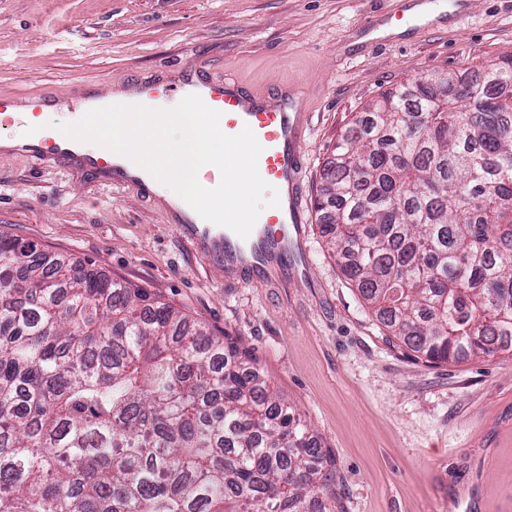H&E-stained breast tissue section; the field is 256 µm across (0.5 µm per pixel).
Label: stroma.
<instances>
[{
    "mask_svg": "<svg viewBox=\"0 0 512 512\" xmlns=\"http://www.w3.org/2000/svg\"><path fill=\"white\" fill-rule=\"evenodd\" d=\"M402 0H0V93H107L193 50L211 77L299 88L307 281L256 283L197 257L164 207L76 165L0 152V235L143 288L217 337L335 462L343 512H512V352L429 364L389 341L319 232L338 139L382 93L512 56V0L377 35Z\"/></svg>",
    "mask_w": 512,
    "mask_h": 512,
    "instance_id": "1",
    "label": "stroma"
}]
</instances>
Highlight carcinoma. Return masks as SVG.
I'll return each instance as SVG.
<instances>
[{
    "mask_svg": "<svg viewBox=\"0 0 512 512\" xmlns=\"http://www.w3.org/2000/svg\"><path fill=\"white\" fill-rule=\"evenodd\" d=\"M512 58L417 78L335 145L344 276L430 363L512 349ZM317 437L242 340L0 236V512H336Z\"/></svg>",
    "mask_w": 512,
    "mask_h": 512,
    "instance_id": "obj_1",
    "label": "carcinoma"
}]
</instances>
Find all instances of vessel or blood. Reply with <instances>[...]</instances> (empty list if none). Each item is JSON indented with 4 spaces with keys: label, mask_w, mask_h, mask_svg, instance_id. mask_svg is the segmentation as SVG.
Segmentation results:
<instances>
[{
    "label": "vessel or blood",
    "mask_w": 512,
    "mask_h": 512,
    "mask_svg": "<svg viewBox=\"0 0 512 512\" xmlns=\"http://www.w3.org/2000/svg\"><path fill=\"white\" fill-rule=\"evenodd\" d=\"M172 70L175 83L144 78L128 87V111L144 112L153 101L184 94L197 105L204 121L223 130L225 153L250 144L251 173L278 198L272 209L242 213L230 200L237 184L234 169L227 165L205 169L199 176L201 185L207 192L225 196L224 211L217 216L193 207L181 211V238L207 263L242 277L309 280L310 261L302 243L303 226L308 221L300 155L302 121L294 100L253 96L232 78L202 77L189 59L173 64ZM56 99L51 91L0 94V126L12 124L18 108L38 112ZM23 151L42 166L67 164L73 157L69 142L41 131L34 133ZM82 163L95 169L110 166L114 180L138 194L155 192L149 174L130 165L88 156Z\"/></svg>",
    "instance_id": "b4317fda"
}]
</instances>
